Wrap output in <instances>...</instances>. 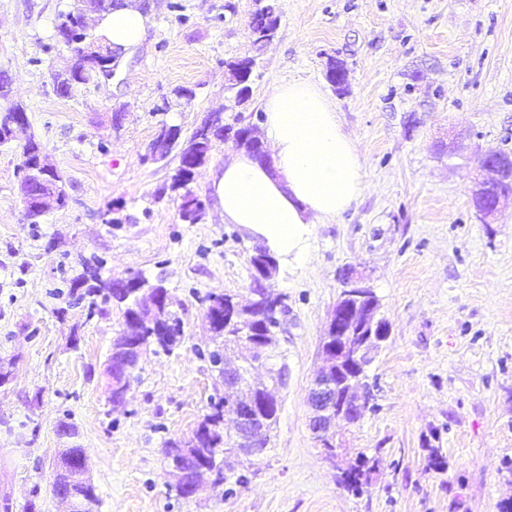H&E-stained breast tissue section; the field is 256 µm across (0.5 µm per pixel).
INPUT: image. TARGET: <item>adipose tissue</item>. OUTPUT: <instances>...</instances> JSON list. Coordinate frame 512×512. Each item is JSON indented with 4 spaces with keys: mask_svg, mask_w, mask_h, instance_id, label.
<instances>
[{
    "mask_svg": "<svg viewBox=\"0 0 512 512\" xmlns=\"http://www.w3.org/2000/svg\"><path fill=\"white\" fill-rule=\"evenodd\" d=\"M150 17L136 0H115L103 13L100 35L113 48L140 45ZM264 135L272 163L246 151H231L209 174L224 221L264 243L276 258H303L312 225L330 224L365 189L361 156L317 85L299 81L274 86L264 102Z\"/></svg>",
    "mask_w": 512,
    "mask_h": 512,
    "instance_id": "1",
    "label": "adipose tissue"
}]
</instances>
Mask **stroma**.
Listing matches in <instances>:
<instances>
[{
  "label": "stroma",
  "instance_id": "stroma-1",
  "mask_svg": "<svg viewBox=\"0 0 512 512\" xmlns=\"http://www.w3.org/2000/svg\"><path fill=\"white\" fill-rule=\"evenodd\" d=\"M143 44L113 81L61 98L52 75L69 67L54 40L60 13L88 0H0V109L22 105L29 126L0 151V512H64L52 490L59 449L81 445L100 499L96 512H500L512 501V206L491 222L468 188L489 150L512 153V0H278L274 40L236 104L225 60L248 54L253 0H143ZM348 71L337 92L329 59ZM317 84L362 157L366 189L336 223L314 225L303 261H279L286 295L278 350L288 368L272 442L249 484L178 496L167 440H188L224 383L196 349L210 344L206 294L249 304L248 258L260 239L225 223L216 206L181 223L163 186L177 156L155 162L160 125L190 135L204 119L256 122L275 82ZM192 90V98L178 89ZM471 131L457 155L454 132ZM66 181L68 207L39 224L24 216L15 171L27 139ZM112 277L162 280L182 322L172 353L144 352L124 407L105 375L124 308L101 315L60 289L78 258ZM356 268L379 300L390 335L366 367L374 408L337 422L341 466L323 457L309 426L308 392L321 367L340 276ZM69 419L76 437L59 435ZM380 459L359 495L339 483L360 454ZM441 457L442 465L431 462Z\"/></svg>",
  "mask_w": 512,
  "mask_h": 512
}]
</instances>
